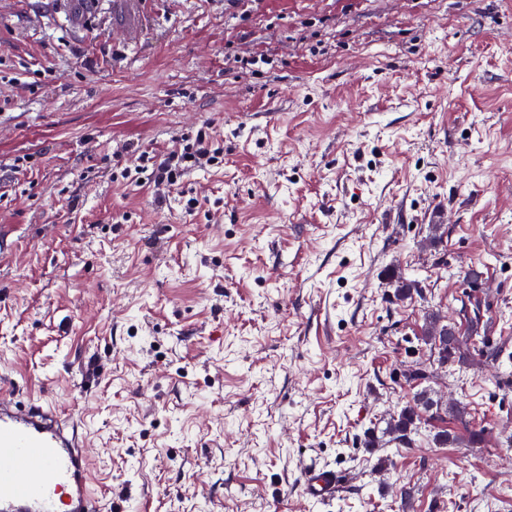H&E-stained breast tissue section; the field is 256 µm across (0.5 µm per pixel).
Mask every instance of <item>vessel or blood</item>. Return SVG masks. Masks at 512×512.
Segmentation results:
<instances>
[{
	"instance_id": "vessel-or-blood-1",
	"label": "vessel or blood",
	"mask_w": 512,
	"mask_h": 512,
	"mask_svg": "<svg viewBox=\"0 0 512 512\" xmlns=\"http://www.w3.org/2000/svg\"><path fill=\"white\" fill-rule=\"evenodd\" d=\"M88 483L78 422L45 399L0 389V512H100ZM339 485L336 470L308 468L301 493L321 502Z\"/></svg>"
}]
</instances>
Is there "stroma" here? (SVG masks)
Wrapping results in <instances>:
<instances>
[{
	"instance_id": "stroma-1",
	"label": "stroma",
	"mask_w": 512,
	"mask_h": 512,
	"mask_svg": "<svg viewBox=\"0 0 512 512\" xmlns=\"http://www.w3.org/2000/svg\"><path fill=\"white\" fill-rule=\"evenodd\" d=\"M112 2L0 0V379L102 512H512V0ZM203 129L166 201L123 178ZM432 313L495 356L409 382ZM423 389L456 441H389ZM340 477L336 470L307 468L302 474L301 493L313 502H322L336 495Z\"/></svg>"
}]
</instances>
